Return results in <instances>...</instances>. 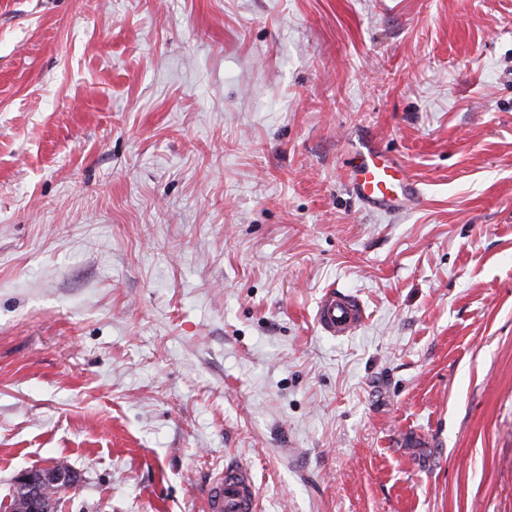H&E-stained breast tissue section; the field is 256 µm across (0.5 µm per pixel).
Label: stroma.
Instances as JSON below:
<instances>
[{
  "label": "stroma",
  "mask_w": 512,
  "mask_h": 512,
  "mask_svg": "<svg viewBox=\"0 0 512 512\" xmlns=\"http://www.w3.org/2000/svg\"><path fill=\"white\" fill-rule=\"evenodd\" d=\"M58 460V512L229 460L258 512H512V0H0V512ZM358 163L347 180L361 203L373 212L392 214L418 202L419 189L403 162L371 139L359 142ZM364 309L353 295L327 291L319 300L315 312V323L326 335L346 337L354 334L364 322Z\"/></svg>",
  "instance_id": "1"
}]
</instances>
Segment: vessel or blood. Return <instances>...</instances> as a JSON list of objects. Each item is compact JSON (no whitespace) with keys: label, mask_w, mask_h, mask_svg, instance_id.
<instances>
[{"label":"vessel or blood","mask_w":512,"mask_h":512,"mask_svg":"<svg viewBox=\"0 0 512 512\" xmlns=\"http://www.w3.org/2000/svg\"><path fill=\"white\" fill-rule=\"evenodd\" d=\"M358 162L347 172V180L361 203L378 213L392 214L418 202L419 189L403 162L370 139L361 140ZM364 309L353 295L327 291L319 300L315 323L326 335L346 337L364 321ZM204 498L206 512H257V495L250 470L231 462L210 478Z\"/></svg>","instance_id":"b4317fda"}]
</instances>
